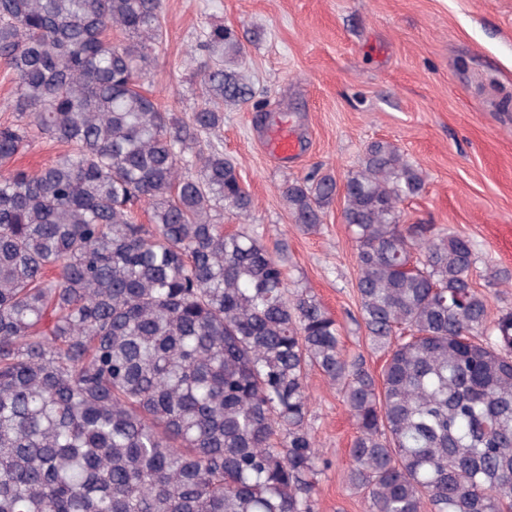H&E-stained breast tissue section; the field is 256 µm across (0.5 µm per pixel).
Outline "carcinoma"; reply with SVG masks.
<instances>
[{
    "label": "carcinoma",
    "mask_w": 512,
    "mask_h": 512,
    "mask_svg": "<svg viewBox=\"0 0 512 512\" xmlns=\"http://www.w3.org/2000/svg\"><path fill=\"white\" fill-rule=\"evenodd\" d=\"M162 0H0V512H312L322 462L307 370L357 435L349 482L369 512H512V310L490 317L471 241L399 223L422 171L371 143L345 181L360 316L380 378L292 292L258 236L226 233L252 199L204 134L253 88L215 27L202 103L183 121L142 88ZM36 131L70 152L9 164ZM336 180L283 187L323 223ZM151 207L150 223L135 207Z\"/></svg>",
    "instance_id": "cac0c4a2"
}]
</instances>
